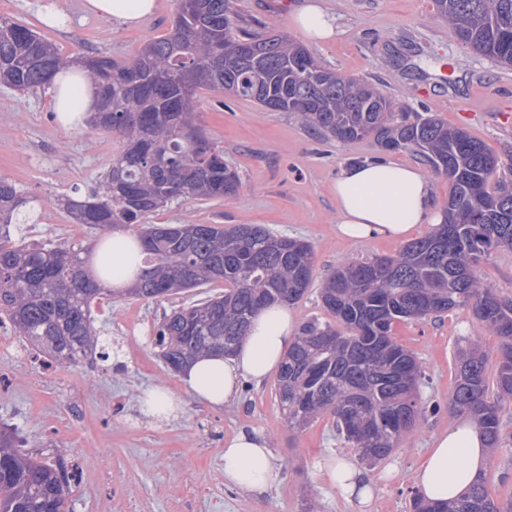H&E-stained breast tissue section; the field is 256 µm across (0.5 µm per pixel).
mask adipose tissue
I'll use <instances>...</instances> for the list:
<instances>
[{
  "mask_svg": "<svg viewBox=\"0 0 512 512\" xmlns=\"http://www.w3.org/2000/svg\"><path fill=\"white\" fill-rule=\"evenodd\" d=\"M157 0H86L88 11L133 27L151 15ZM295 25L312 42L323 43L337 35L335 17L321 0H304L293 13ZM53 107L62 127H83L92 105L91 84L83 70L72 66L57 72L49 87ZM337 234L368 241L374 238L404 240L421 224L441 220L432 204V186L426 174L410 164L377 159L343 169L336 179ZM114 269L108 283L130 287L142 273L141 244L136 236L116 234L106 255ZM299 332L298 321L284 304L262 307L247 338L232 356L201 358L180 374V392L152 390L140 401L143 413L175 417L182 395L222 406L234 403L241 380L264 382L278 370ZM490 450L479 424L466 419L449 425L438 436L414 473V483L425 500L445 503L461 499L483 475ZM328 485L347 501L365 506L373 492L355 463L347 456H330L319 464ZM220 471L225 485L255 496L266 494L278 470L270 448L259 437L238 433L224 443Z\"/></svg>",
  "mask_w": 512,
  "mask_h": 512,
  "instance_id": "obj_1",
  "label": "adipose tissue"
}]
</instances>
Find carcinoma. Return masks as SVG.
Instances as JSON below:
<instances>
[{
    "label": "carcinoma",
    "mask_w": 512,
    "mask_h": 512,
    "mask_svg": "<svg viewBox=\"0 0 512 512\" xmlns=\"http://www.w3.org/2000/svg\"><path fill=\"white\" fill-rule=\"evenodd\" d=\"M435 6L457 43L492 61H512V0H435ZM232 15L231 0H175L168 33L131 60L87 55L75 62L29 27L0 18V85L45 87L58 71L81 65L105 114L89 124L117 144L98 186L57 205L75 224L141 226L146 269L119 295L159 299L224 283L223 293L172 311L155 329L153 345L165 367L179 373L192 359L233 352L260 308L300 300L314 267L310 244L260 224L143 225L174 200L224 199L238 190L223 147L197 123L201 91L230 87L233 97L263 109L274 101L278 111L340 141L371 138L386 151L421 154L434 171L445 168L450 183L443 221L392 256L345 263L323 280L322 307L336 324L313 318L300 326L276 376L275 398L292 430L331 417L346 444L372 467L437 410L418 400L424 372L394 341L393 325L471 308L501 341L497 364L488 375V354L472 347L457 366L448 409L476 418L488 447H499L501 422L489 389L512 400V299L500 298L479 272L493 253L512 249V189L489 188L500 159L463 129L372 94V84L337 74L287 35H257ZM28 203L0 178V320L52 362L109 359L92 306L112 289L91 274L94 243L13 239L11 225ZM68 496L65 470L38 459L17 432L1 428L0 512H68ZM411 509L512 512V500H495L481 477L452 504H430L417 492Z\"/></svg>",
    "instance_id": "obj_1"
}]
</instances>
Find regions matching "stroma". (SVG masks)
Here are the masks:
<instances>
[{"label":"stroma","mask_w":512,"mask_h":512,"mask_svg":"<svg viewBox=\"0 0 512 512\" xmlns=\"http://www.w3.org/2000/svg\"><path fill=\"white\" fill-rule=\"evenodd\" d=\"M300 0H231L242 25L255 32L302 34L291 20ZM339 33L311 53L336 72L371 82L410 110L438 116L466 129L501 158L494 182L512 186V67L480 57L448 34L434 0H324ZM173 0H158L156 12L127 29L85 9V0H0V18L24 24L52 41L62 56L132 57L146 42L167 33ZM472 101L460 113L455 100ZM198 121L224 148L226 163L240 178L235 196L209 201L176 200L151 214L152 224H264L308 242L315 255L313 281L291 307L298 321H328L319 298L323 278L347 260L391 256L400 246L385 239L357 241L336 234L335 182L349 164L376 158L419 164L410 150L387 152L370 139L342 142L324 137L295 114L266 112L221 90L201 92ZM115 149L111 135L84 126L61 127L45 89L20 92L0 87V178L24 196L43 202L36 224L12 227L14 238L51 244L95 239L97 230L65 222L55 204L63 195L84 196L105 175ZM223 283L152 300L105 297L93 306L96 328L126 364L80 360L46 373L36 351L14 354L20 339L0 326V423L23 436L38 457L62 461L76 478L72 512H357L317 470L320 456L348 449L325 417L302 431L290 430L274 395L273 379L241 382V403L210 407L184 397L180 418L157 425L136 403L150 388L179 391L149 342L164 315L223 293ZM425 376L422 401L436 404L386 460L365 468L374 488L366 512H410L413 474L432 439L455 419L448 396L461 350L473 345L496 355L499 339L473 313L459 308L392 328ZM502 442L485 475L497 498L512 496V401L500 411ZM266 439L279 477L263 496L225 485L218 470L224 440L239 432Z\"/></svg>","instance_id":"1"}]
</instances>
